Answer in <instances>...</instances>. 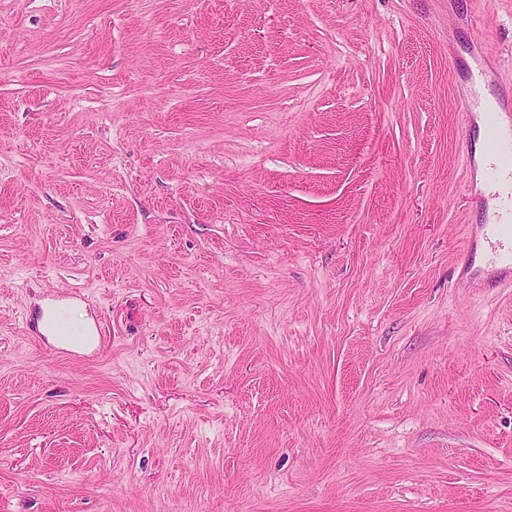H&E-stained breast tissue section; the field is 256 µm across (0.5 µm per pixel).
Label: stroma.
<instances>
[{
  "instance_id": "obj_1",
  "label": "stroma",
  "mask_w": 512,
  "mask_h": 512,
  "mask_svg": "<svg viewBox=\"0 0 512 512\" xmlns=\"http://www.w3.org/2000/svg\"><path fill=\"white\" fill-rule=\"evenodd\" d=\"M490 105L512 0H0V512H512ZM53 331L60 340L69 345H82L85 342L83 331L71 326L61 311H57L53 317Z\"/></svg>"
}]
</instances>
